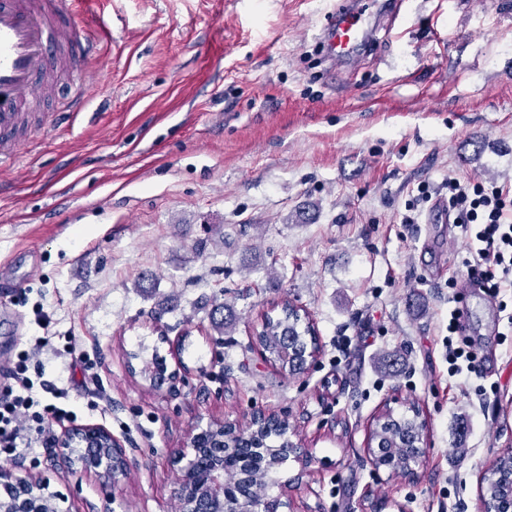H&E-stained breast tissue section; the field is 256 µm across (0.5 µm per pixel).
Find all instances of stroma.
Wrapping results in <instances>:
<instances>
[{"instance_id":"1","label":"stroma","mask_w":512,"mask_h":512,"mask_svg":"<svg viewBox=\"0 0 512 512\" xmlns=\"http://www.w3.org/2000/svg\"><path fill=\"white\" fill-rule=\"evenodd\" d=\"M349 2L87 4L108 38L85 105L61 81L0 172V280L26 277L0 292V389L23 363L35 400L70 412L0 468L59 512H178L192 436L258 414L301 452L264 492L290 512H479L512 448V292L488 308L449 288L469 245L440 205L452 177L512 187V0L374 7L336 65L323 32ZM285 301L320 348L295 376L255 339ZM457 307L473 319L452 335ZM452 343L475 372L451 375ZM157 358L175 386L152 383ZM411 406L427 425L414 480L368 448L381 414ZM81 424L124 446L120 482L56 461L54 437Z\"/></svg>"}]
</instances>
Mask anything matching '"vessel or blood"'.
Masks as SVG:
<instances>
[{"label":"vessel or blood","instance_id":"b4317fda","mask_svg":"<svg viewBox=\"0 0 512 512\" xmlns=\"http://www.w3.org/2000/svg\"><path fill=\"white\" fill-rule=\"evenodd\" d=\"M368 0L340 8L327 31L332 58L352 57L366 37L362 17ZM87 15L61 14L56 0H0V169L18 155L25 111L35 109L58 68L83 93L84 63L93 51L83 36Z\"/></svg>","mask_w":512,"mask_h":512}]
</instances>
